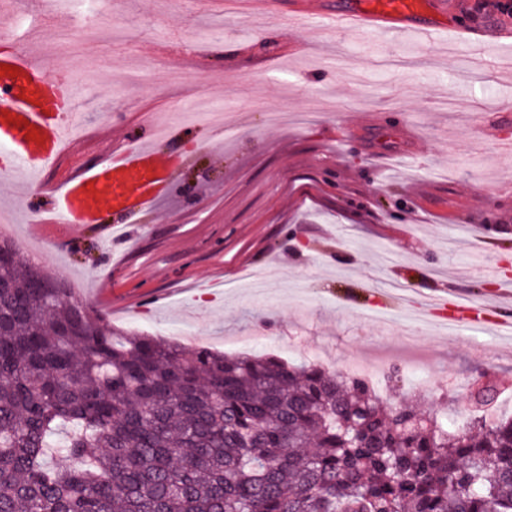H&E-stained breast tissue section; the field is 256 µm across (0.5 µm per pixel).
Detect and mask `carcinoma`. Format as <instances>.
I'll return each mask as SVG.
<instances>
[{
	"label": "carcinoma",
	"instance_id": "1",
	"mask_svg": "<svg viewBox=\"0 0 512 512\" xmlns=\"http://www.w3.org/2000/svg\"><path fill=\"white\" fill-rule=\"evenodd\" d=\"M0 512H512V416L117 333L0 237Z\"/></svg>",
	"mask_w": 512,
	"mask_h": 512
}]
</instances>
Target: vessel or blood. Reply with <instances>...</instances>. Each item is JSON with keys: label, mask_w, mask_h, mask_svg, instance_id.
Listing matches in <instances>:
<instances>
[{"label": "vessel or blood", "mask_w": 512, "mask_h": 512, "mask_svg": "<svg viewBox=\"0 0 512 512\" xmlns=\"http://www.w3.org/2000/svg\"><path fill=\"white\" fill-rule=\"evenodd\" d=\"M422 0H386L383 7L365 11L350 4L331 19L332 25L351 31L367 18L384 21L414 19L417 30L428 34L423 24ZM14 66L16 76H0V156L14 170L35 175L58 158L76 140L82 114L75 107L72 86L62 74L49 73L43 61L20 50L0 55V65ZM160 128L149 124L146 136L127 146L100 166L72 177L64 184L51 210L59 224H91L104 211L142 212L176 186L177 160L161 152ZM512 305V283L504 282L495 302L451 303V318L463 325L486 330L501 325L499 316Z\"/></svg>", "instance_id": "vessel-or-blood-1"}]
</instances>
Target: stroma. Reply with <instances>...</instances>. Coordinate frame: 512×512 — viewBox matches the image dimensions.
<instances>
[{"instance_id":"1","label":"stroma","mask_w":512,"mask_h":512,"mask_svg":"<svg viewBox=\"0 0 512 512\" xmlns=\"http://www.w3.org/2000/svg\"><path fill=\"white\" fill-rule=\"evenodd\" d=\"M13 2L26 22L18 38L0 29V52L72 68L94 106L35 183L0 168L1 204L28 186L50 207L146 122L224 105L226 128L188 123L162 143L184 164L149 211L0 226L94 317L171 340L188 325L227 354L229 336L287 360L310 347L330 369L391 373L387 397L446 394L461 417L479 370L512 381V334L443 329L437 308L420 329L412 315L424 296L490 298L488 265L512 276V150L496 138L512 137V28L427 0L432 36L400 20L383 48L322 23L348 0H126L89 31L43 0ZM142 69L136 91L112 79Z\"/></svg>"}]
</instances>
